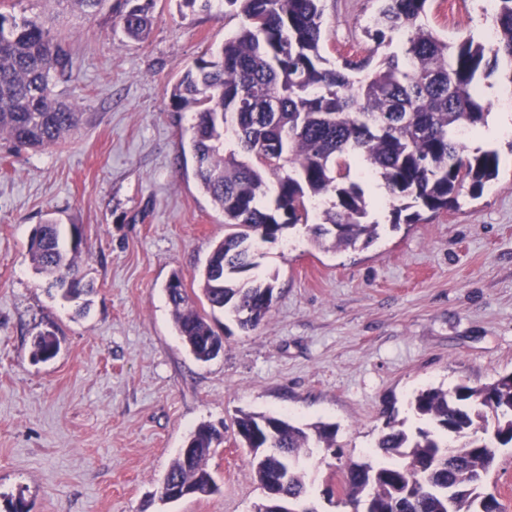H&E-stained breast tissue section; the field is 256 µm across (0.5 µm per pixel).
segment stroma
Listing matches in <instances>:
<instances>
[{
	"label": "stroma",
	"mask_w": 512,
	"mask_h": 512,
	"mask_svg": "<svg viewBox=\"0 0 512 512\" xmlns=\"http://www.w3.org/2000/svg\"><path fill=\"white\" fill-rule=\"evenodd\" d=\"M108 0L95 16L53 0H0L16 15L56 19L72 53L56 91L84 114L57 148L0 140V512H254L262 492L237 443L238 412L301 426L330 424L342 451L301 452L317 512H350L324 494L342 461L380 457L387 415L416 426L410 402L428 387L481 386L512 374V132L492 143L499 173L481 196L393 225L388 194L366 181L378 236L353 248L315 246L305 225L262 244L255 276H275V302L254 330L228 328L201 362L179 336L165 285L188 290L224 238V215L198 186L192 114L173 85L240 25L233 8L154 0L144 43L126 37ZM379 0H324L322 54L362 40ZM425 22L448 39L485 35L483 0H430ZM57 219L83 232L90 294H48L28 252L35 228ZM55 333L57 355L32 357ZM223 425L208 459L220 490L165 503L162 481L191 431Z\"/></svg>",
	"instance_id": "stroma-1"
}]
</instances>
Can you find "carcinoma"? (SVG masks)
I'll return each instance as SVG.
<instances>
[{
    "mask_svg": "<svg viewBox=\"0 0 512 512\" xmlns=\"http://www.w3.org/2000/svg\"><path fill=\"white\" fill-rule=\"evenodd\" d=\"M242 25L210 59L198 60L175 84L178 110L196 107L191 151L201 189L224 214V241L208 256L200 292L242 329L271 311L265 297L274 278L250 272L260 266L258 243H273L284 229L309 226L314 241L327 237L347 248L376 235L355 166L383 182L393 223L413 224L424 210L456 203L469 185L479 195L499 171L495 149L468 151L462 132L487 124L491 102L482 85L496 75L512 89V0H497L494 39L441 37L424 23L429 0H382L364 43L338 52L340 64L322 55L323 0H225ZM126 36L146 41L154 24L153 0H124L116 12ZM401 40L400 51L374 61L379 48ZM72 58L40 16L0 11V137L34 151L62 144L83 113L58 98ZM320 222L309 224L314 208ZM80 229L64 245L60 225L49 220L30 237L36 270L54 289L66 278L84 295L92 290L76 262ZM168 298L174 324L196 359L208 361L220 343L205 310L186 289ZM59 342L40 334L33 358H52ZM420 426L386 425L377 447L382 458L350 461L336 473L338 501L352 512H502L486 484L500 449L512 447V375L473 387L429 388L410 402ZM238 441L253 453L262 490L275 489L291 504L306 500L300 453L336 447L323 424L295 426L283 417L244 413L235 420ZM220 431L199 425L165 481L198 496L219 487L206 465Z\"/></svg>",
    "mask_w": 512,
    "mask_h": 512,
    "instance_id": "1",
    "label": "carcinoma"
}]
</instances>
